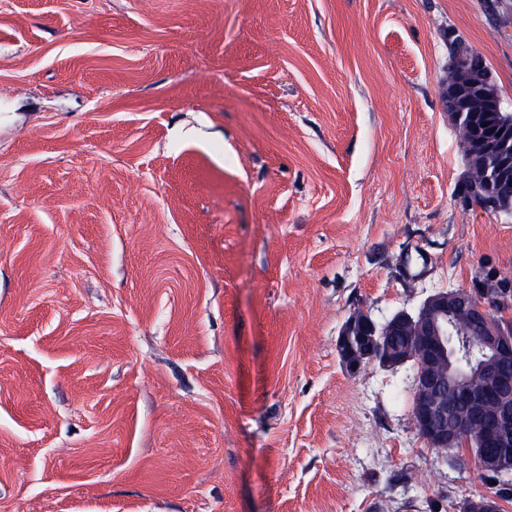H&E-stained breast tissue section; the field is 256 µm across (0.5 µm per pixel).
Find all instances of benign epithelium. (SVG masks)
<instances>
[{"instance_id": "benign-epithelium-1", "label": "benign epithelium", "mask_w": 512, "mask_h": 512, "mask_svg": "<svg viewBox=\"0 0 512 512\" xmlns=\"http://www.w3.org/2000/svg\"><path fill=\"white\" fill-rule=\"evenodd\" d=\"M464 104L477 111L500 109L492 89L471 94ZM512 301V290L480 297L464 289L441 290L414 311L402 310L385 329L370 316L354 313L345 321L339 350L352 369L377 362L385 367L412 363L413 428L428 445L442 452L469 444L474 438L497 448L494 456L475 457L478 467L503 479L512 477V374L502 366L512 361V329L496 320L497 306ZM464 320L482 328L470 341L488 353L489 361L475 374L455 368L454 352L442 339V325ZM454 385L457 402L442 394ZM463 512H501L496 495L466 499Z\"/></svg>"}]
</instances>
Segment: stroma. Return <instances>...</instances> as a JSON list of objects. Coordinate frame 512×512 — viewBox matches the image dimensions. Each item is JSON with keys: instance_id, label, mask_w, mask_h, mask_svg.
<instances>
[{"instance_id": "obj_1", "label": "stroma", "mask_w": 512, "mask_h": 512, "mask_svg": "<svg viewBox=\"0 0 512 512\" xmlns=\"http://www.w3.org/2000/svg\"><path fill=\"white\" fill-rule=\"evenodd\" d=\"M512 0H0V512H460L352 313L512 282L449 35Z\"/></svg>"}]
</instances>
